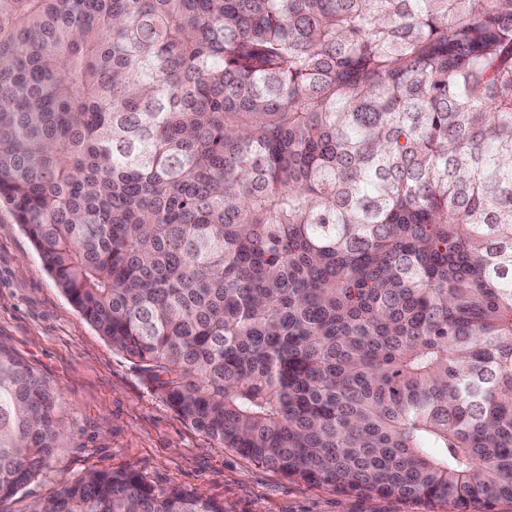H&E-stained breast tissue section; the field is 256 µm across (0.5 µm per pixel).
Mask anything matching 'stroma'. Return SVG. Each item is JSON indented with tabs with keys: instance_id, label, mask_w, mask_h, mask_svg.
<instances>
[{
	"instance_id": "35a3bbf8",
	"label": "stroma",
	"mask_w": 512,
	"mask_h": 512,
	"mask_svg": "<svg viewBox=\"0 0 512 512\" xmlns=\"http://www.w3.org/2000/svg\"><path fill=\"white\" fill-rule=\"evenodd\" d=\"M0 343L54 385L68 432L43 473L0 512H29L91 469L138 473L159 492L196 489L224 512H457L445 502L289 480L195 430L73 306L3 201Z\"/></svg>"
}]
</instances>
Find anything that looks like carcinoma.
Returning <instances> with one entry per match:
<instances>
[{
    "instance_id": "1",
    "label": "carcinoma",
    "mask_w": 512,
    "mask_h": 512,
    "mask_svg": "<svg viewBox=\"0 0 512 512\" xmlns=\"http://www.w3.org/2000/svg\"><path fill=\"white\" fill-rule=\"evenodd\" d=\"M0 200L185 422L289 480L512 500V0H0ZM0 343V504L65 430ZM31 512H224L91 470Z\"/></svg>"
}]
</instances>
